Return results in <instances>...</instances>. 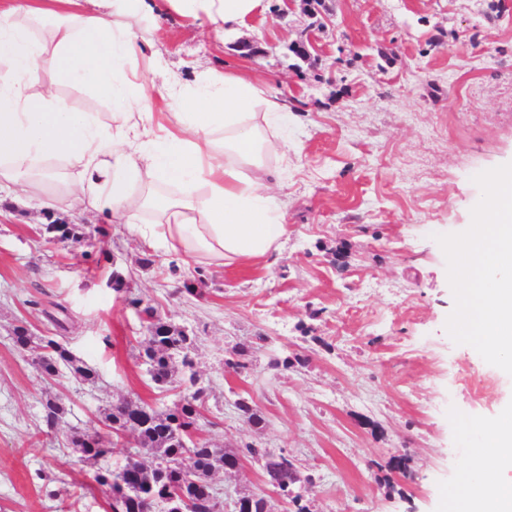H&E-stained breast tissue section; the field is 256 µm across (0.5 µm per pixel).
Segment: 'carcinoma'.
<instances>
[{"mask_svg":"<svg viewBox=\"0 0 512 512\" xmlns=\"http://www.w3.org/2000/svg\"><path fill=\"white\" fill-rule=\"evenodd\" d=\"M42 231L72 243L85 238L83 228L77 224H47ZM126 302L146 324L148 336L140 345L139 358L148 365L152 381L163 389L173 384L178 375L182 391L178 400L163 411L145 401L121 400L104 413L107 434L71 435L74 452L92 466L111 453L116 443L121 441L128 448L119 469L98 468L93 472L94 482L107 494L110 512H223V502L211 496L213 477L224 471L232 458L262 460L269 487H289L301 481L300 471L293 469L294 459L282 452L252 445L238 451L227 450L202 435L208 392L195 369L197 337L139 297L129 296ZM13 341L17 349L33 356L35 368L43 377H57L67 369L82 381L95 378L91 368L75 364L66 345L52 336H39L18 325ZM238 410L247 425H261L262 418L248 400H239ZM62 413L57 401H46V426L54 428ZM146 455L153 458L152 464L145 463ZM120 485L126 493L117 496L113 489ZM243 499V512H268L266 495L250 494Z\"/></svg>","mask_w":512,"mask_h":512,"instance_id":"obj_1","label":"carcinoma"}]
</instances>
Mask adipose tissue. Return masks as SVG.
I'll return each mask as SVG.
<instances>
[{
	"label": "adipose tissue",
	"instance_id": "adipose-tissue-1",
	"mask_svg": "<svg viewBox=\"0 0 512 512\" xmlns=\"http://www.w3.org/2000/svg\"><path fill=\"white\" fill-rule=\"evenodd\" d=\"M162 2L231 31L263 0ZM156 30L150 0H0V185L111 214L189 261L267 258L288 232L265 183L267 154L288 153V109L213 71L154 95ZM55 78L94 87L112 104L110 124L74 111ZM478 428L486 448L450 512H512V421Z\"/></svg>",
	"mask_w": 512,
	"mask_h": 512
}]
</instances>
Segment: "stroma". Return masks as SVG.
<instances>
[{
  "label": "stroma",
  "mask_w": 512,
  "mask_h": 512,
  "mask_svg": "<svg viewBox=\"0 0 512 512\" xmlns=\"http://www.w3.org/2000/svg\"><path fill=\"white\" fill-rule=\"evenodd\" d=\"M491 2L323 0L307 12L263 0L235 32L157 16L156 88L170 74L191 86L201 71L232 72L290 106L288 164L268 159L288 233L259 263H186L88 213L86 242L48 248L40 226L72 223L70 210L1 188L0 512H106L73 432L103 430L121 399L161 410L175 400L138 357L147 331L129 295L196 336L212 442L288 453L314 480L312 512H448L485 445L476 422L512 410V376L446 331L454 298L436 241L470 226L474 175L512 163V0ZM310 36L311 59L294 57L290 44ZM243 39L260 56L243 57ZM117 269L129 293L113 290ZM61 305L63 342L94 383L44 380L14 345L20 324L55 333ZM238 346L247 366L236 371L224 362ZM465 369L481 391L461 383ZM49 397L64 412L48 434ZM242 398L261 427L241 420ZM213 483L232 512L264 489L262 464L247 459Z\"/></svg>",
  "instance_id": "obj_1"
}]
</instances>
